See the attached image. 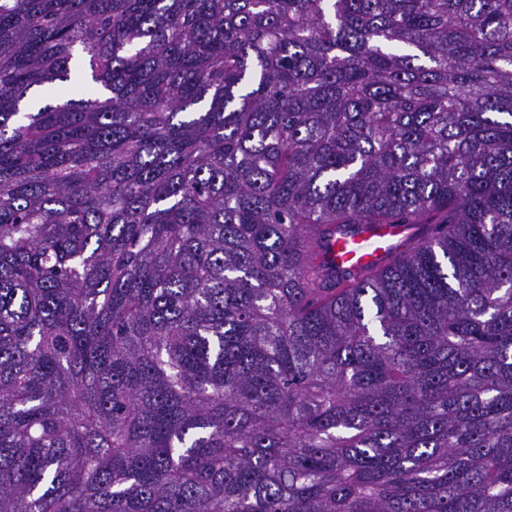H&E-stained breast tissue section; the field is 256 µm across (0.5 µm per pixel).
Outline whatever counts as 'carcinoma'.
Listing matches in <instances>:
<instances>
[{
  "label": "carcinoma",
  "instance_id": "cac0c4a2",
  "mask_svg": "<svg viewBox=\"0 0 512 512\" xmlns=\"http://www.w3.org/2000/svg\"><path fill=\"white\" fill-rule=\"evenodd\" d=\"M0 512H512V0H0ZM396 226L384 229L380 234L370 237L371 243L362 244L361 240L340 243L336 248L337 261L352 266H362L383 261L388 253L398 246L405 227Z\"/></svg>",
  "mask_w": 512,
  "mask_h": 512
}]
</instances>
